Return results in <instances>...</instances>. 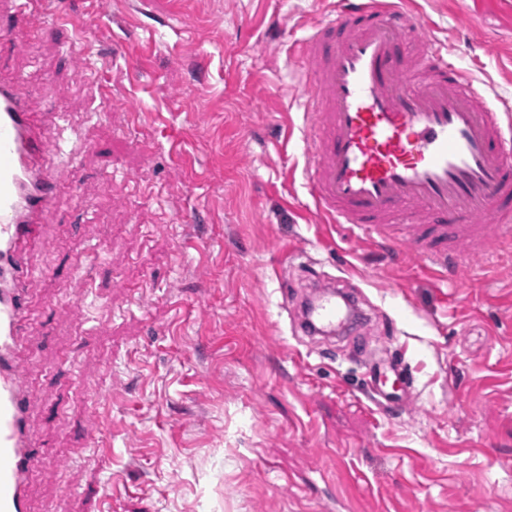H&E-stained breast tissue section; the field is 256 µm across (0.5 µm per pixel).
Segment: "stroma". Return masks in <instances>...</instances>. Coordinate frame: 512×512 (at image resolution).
Instances as JSON below:
<instances>
[{"label":"stroma","instance_id":"35a3bbf8","mask_svg":"<svg viewBox=\"0 0 512 512\" xmlns=\"http://www.w3.org/2000/svg\"><path fill=\"white\" fill-rule=\"evenodd\" d=\"M411 2L512 100V0ZM333 5L54 0L0 36V80L24 74L60 175L28 254L31 512H99L106 491L118 512H512V237L443 288L320 221L292 72ZM320 281L364 323L302 335ZM368 352L411 366L404 410L362 393Z\"/></svg>","mask_w":512,"mask_h":512}]
</instances>
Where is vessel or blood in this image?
<instances>
[{"label": "vessel or blood", "instance_id": "1", "mask_svg": "<svg viewBox=\"0 0 512 512\" xmlns=\"http://www.w3.org/2000/svg\"><path fill=\"white\" fill-rule=\"evenodd\" d=\"M50 0H0V29L20 32ZM307 88L308 191L318 216L367 240L409 245L440 278L471 246L490 254L512 235V105L491 104L449 61L433 23L405 0H336V12L296 46ZM22 76L0 83V512H29V478L46 462L30 433L32 396L18 347L28 317L25 256L59 175L29 108ZM345 320L332 285L300 323L335 332ZM379 405L413 382L401 363L369 364Z\"/></svg>", "mask_w": 512, "mask_h": 512}]
</instances>
